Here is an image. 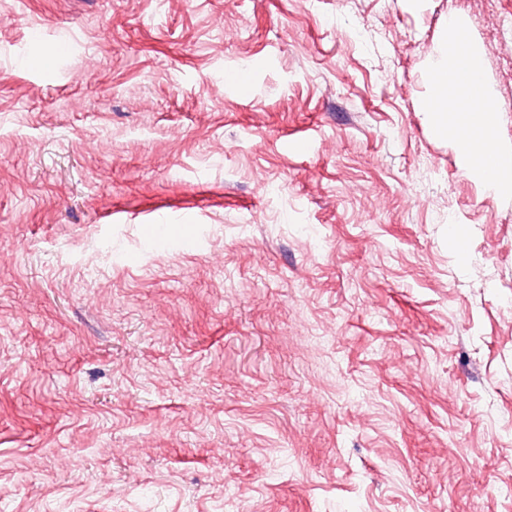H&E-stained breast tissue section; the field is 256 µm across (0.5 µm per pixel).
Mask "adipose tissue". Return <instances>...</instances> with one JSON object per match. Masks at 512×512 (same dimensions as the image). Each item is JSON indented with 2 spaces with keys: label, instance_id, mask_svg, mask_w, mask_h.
Wrapping results in <instances>:
<instances>
[{
  "label": "adipose tissue",
  "instance_id": "1",
  "mask_svg": "<svg viewBox=\"0 0 512 512\" xmlns=\"http://www.w3.org/2000/svg\"><path fill=\"white\" fill-rule=\"evenodd\" d=\"M429 93L423 103L434 129L451 132L465 166L484 181L499 183L502 165L488 167L482 151L496 152L495 126L497 105L489 96L480 55L464 40L456 21H449L445 44L432 61Z\"/></svg>",
  "mask_w": 512,
  "mask_h": 512
}]
</instances>
